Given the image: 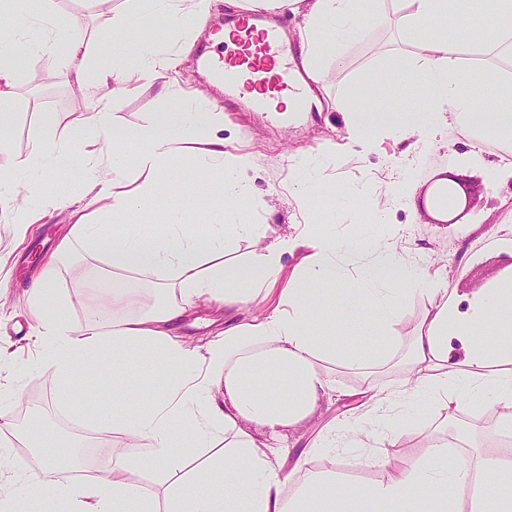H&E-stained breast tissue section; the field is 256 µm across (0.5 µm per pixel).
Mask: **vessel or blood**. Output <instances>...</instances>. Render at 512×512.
I'll list each match as a JSON object with an SVG mask.
<instances>
[{"instance_id": "vessel-or-blood-1", "label": "vessel or blood", "mask_w": 512, "mask_h": 512, "mask_svg": "<svg viewBox=\"0 0 512 512\" xmlns=\"http://www.w3.org/2000/svg\"><path fill=\"white\" fill-rule=\"evenodd\" d=\"M232 48L221 57H206L204 69L213 71L224 82V103L237 108L249 103L265 112H276L280 102L306 99L305 84L290 63L295 43L286 41L275 26L255 14L240 15L230 22Z\"/></svg>"}]
</instances>
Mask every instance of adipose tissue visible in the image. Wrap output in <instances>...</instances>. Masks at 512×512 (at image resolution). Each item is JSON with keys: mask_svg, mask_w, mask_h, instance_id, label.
I'll return each instance as SVG.
<instances>
[{"mask_svg": "<svg viewBox=\"0 0 512 512\" xmlns=\"http://www.w3.org/2000/svg\"><path fill=\"white\" fill-rule=\"evenodd\" d=\"M241 11L289 9L302 14L306 39L301 65L318 80L325 41L342 45L363 36V14L385 20L395 12L400 32L422 34L418 52L407 54V68L424 69L427 76L424 106L407 112L375 107L362 109L349 100L328 101L343 112L349 138L374 141L394 137L423 149L438 145L449 129L466 133L476 148L470 163L481 160L486 140L496 139L506 161L485 168L489 184L512 179V112L483 103L479 81L463 78L466 55H481L489 65L479 80H503L507 74L491 67V60L512 54V0H484L482 23L460 40L447 23L450 11L462 10L463 0H225ZM16 0H0V129L14 110V56L34 52L54 63L65 55L74 82L88 101L84 123L65 138L45 132L28 151L16 154L0 147V204L11 203L26 212L27 202L42 198L40 184L16 190L9 173L38 168L57 174L76 159L95 168L103 147L113 149L112 173L88 185L93 202L111 218L107 224L78 221L64 240L61 252L73 245L99 254L113 274L151 278L162 292L159 302L147 304L141 289H113L109 304L114 319L85 332L71 330L59 316L66 290L63 280L45 275L29 288L37 320L36 345L42 346L43 367L63 387L78 379L81 363L113 353L112 386L125 385L119 361L128 349L142 360L161 365L159 388L146 408L128 417L121 407L99 415L118 442L112 448L109 476L79 484L36 479L42 512H309L322 503L325 512H372L390 505L395 512H487V496L466 497L474 478L490 487V478L504 468L503 460L488 456L470 462L449 455L445 445L430 442L424 457L406 467L388 463L387 448L404 446L414 430L425 429L421 412L440 406L446 425H455L466 410L492 405L502 429L512 430V273L468 298L459 306L448 294L445 280L408 260L401 235L383 239L381 224L394 208L440 216L431 201L420 199L405 182L386 184L367 198L369 223L353 237L335 230L300 225L296 233L268 239L266 228L250 223L233 175L242 157L226 152L220 135L224 115L203 113L211 135L197 137L181 104H173L159 118L132 128L114 124L117 100L141 80H165L179 64L162 39L129 45L119 37L131 14L112 12L113 52L95 82H88L86 62L91 44L85 37L54 30L47 35L20 23ZM136 143L139 168L149 178L136 189L126 179L127 157L121 146ZM185 154L201 160L199 182L204 191L222 193L227 203L221 224H185L180 208H171L160 231L141 235L113 220L139 210L150 197L153 174L162 164ZM222 171L215 182L212 172ZM252 249L242 261L228 255L238 240ZM300 254L285 270L284 255ZM363 255L357 271L343 258ZM277 293L276 304L264 307L222 332L205 347L189 345L179 322L197 303L240 309L259 293ZM422 296L428 309L408 339L396 336L407 300ZM498 324L496 338L483 336L488 320ZM354 323L355 344L337 343L336 321ZM382 336L387 347L372 350V337ZM401 366L400 383L378 381L379 372ZM337 367L360 368L364 376L349 391L348 409L332 418L308 445L296 452L286 431L305 418L318 393L333 387ZM263 426L254 434L250 423ZM354 448L367 466L379 469L378 480L354 484L336 473L304 467L307 453H333ZM148 468L169 477L162 493L130 481V472ZM455 496H447V487Z\"/></svg>", "mask_w": 512, "mask_h": 512, "instance_id": "adipose-tissue-1", "label": "adipose tissue"}]
</instances>
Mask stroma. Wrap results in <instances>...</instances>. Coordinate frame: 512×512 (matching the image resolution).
I'll return each mask as SVG.
<instances>
[{
    "instance_id": "35a3bbf8",
    "label": "stroma",
    "mask_w": 512,
    "mask_h": 512,
    "mask_svg": "<svg viewBox=\"0 0 512 512\" xmlns=\"http://www.w3.org/2000/svg\"><path fill=\"white\" fill-rule=\"evenodd\" d=\"M61 25L79 31L86 39L97 40L111 33L112 16L96 11L92 0H57ZM224 0H213L206 23H192L184 28L169 27L163 17L135 23L122 38L127 42L167 37L171 51H178L183 42L191 49L182 56L175 76V89L197 88L209 91L216 103H223L222 90L210 88L197 65L200 49L210 54L224 52L223 43L213 35L215 24L232 18ZM362 38L342 47L340 54H327L323 61L321 83L317 95L324 100L350 97L355 105L368 108L373 101L363 93L376 67L395 72L386 103L394 109L415 104L423 89L419 73L404 70V57L412 52L416 36L397 38L391 23L366 20ZM18 75L15 89L17 107L9 138L15 152H26L30 141L44 131L64 136L81 124L86 116L87 102L73 84L66 59H58L54 70H47L42 59L23 54L16 58ZM170 99L163 92L161 81H143L127 92L114 107L115 122L133 126L168 109ZM224 148L244 156L246 163L239 174V183L256 207L254 223L267 227L269 237L291 233L298 224H330L343 235L351 234L363 223L369 211L355 200L327 209L324 196L339 188L355 187L368 195L377 194L404 169H411L418 195H426L434 185L438 172H448L455 180L458 197L448 212L447 220L418 218L396 209L390 224L399 229L412 246L411 257L420 267L431 259L446 260L444 269L448 290L456 300H464L478 288L512 272V255L500 251L495 240L503 225H512V183L487 185L481 168L466 165L471 150L470 140L457 131H449L447 144L432 150L410 151L406 143L385 138L364 145L347 140L340 112L322 109L312 114L289 113L281 118L266 112H228L224 115ZM323 155L319 169L320 184L313 205H306L291 194L289 184L297 171V162L306 153ZM197 158H188L162 166L155 175L154 203L148 204V222L165 223L169 206H179L186 223L215 224L225 213L224 196L220 193L200 198L196 183ZM86 172L75 166L63 170V180L49 184L45 200L49 207L42 217L26 230H18L12 207L0 205V344L11 352L0 362V403L7 406L16 428L40 421L44 428L66 434V447L28 450L19 457V441L0 451V472L16 474L9 491L27 496V476L49 458H74L75 467L87 469L89 450L96 431L85 428L64 431L63 418L70 415L85 420L87 409L99 413L111 411L113 403L125 404L129 414L143 409L155 390L157 367L129 353L126 365L129 384L136 398L114 392L109 377H85L68 393H60L52 375L39 363V352L29 338L35 321L28 300L29 277L40 270L56 254L61 242L70 235L72 225L93 208L84 192ZM52 271L67 284L61 315L73 330L90 329L85 303L93 295L111 294L113 287L137 288L145 279L136 274L113 278L102 261L81 256L52 263ZM444 413L429 409L427 432H413L410 445L388 451L390 464L406 466L422 458L432 439L447 442L451 452L467 458L494 453L493 439L496 414L491 406L472 409L462 414L458 426L443 427ZM308 470L330 471L349 480L372 481L379 470L361 466L357 455L339 452L336 456L311 457Z\"/></svg>"
}]
</instances>
